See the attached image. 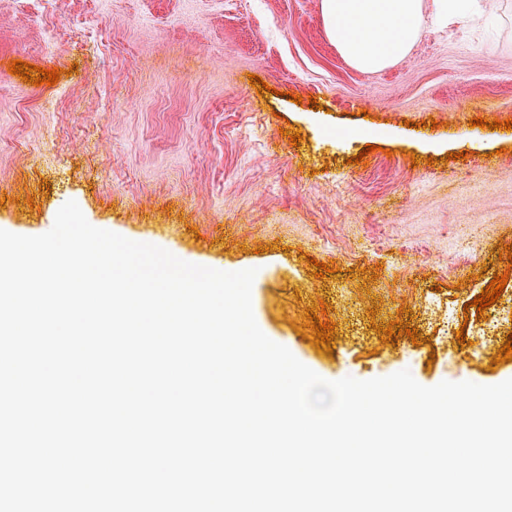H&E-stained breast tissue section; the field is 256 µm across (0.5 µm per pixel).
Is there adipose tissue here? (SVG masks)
<instances>
[{"label":"adipose tissue","instance_id":"adipose-tissue-1","mask_svg":"<svg viewBox=\"0 0 512 512\" xmlns=\"http://www.w3.org/2000/svg\"><path fill=\"white\" fill-rule=\"evenodd\" d=\"M479 0H321L328 38L363 72L394 64L428 26L446 27L474 14Z\"/></svg>","mask_w":512,"mask_h":512}]
</instances>
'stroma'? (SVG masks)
<instances>
[{"instance_id": "35a3bbf8", "label": "stroma", "mask_w": 512, "mask_h": 512, "mask_svg": "<svg viewBox=\"0 0 512 512\" xmlns=\"http://www.w3.org/2000/svg\"><path fill=\"white\" fill-rule=\"evenodd\" d=\"M320 3L0 0V230L44 234L72 200L186 262L256 269L259 328L328 381L512 379V279L487 345L456 339L512 267V130L470 124L512 120V0L371 73ZM16 60L60 77L27 83ZM319 307L328 353L306 325ZM392 321L406 330L383 342Z\"/></svg>"}]
</instances>
